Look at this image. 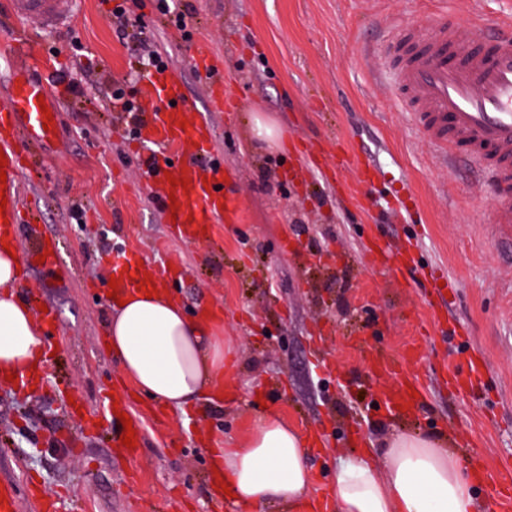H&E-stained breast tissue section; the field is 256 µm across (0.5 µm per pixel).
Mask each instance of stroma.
<instances>
[{
    "label": "stroma",
    "instance_id": "stroma-1",
    "mask_svg": "<svg viewBox=\"0 0 512 512\" xmlns=\"http://www.w3.org/2000/svg\"><path fill=\"white\" fill-rule=\"evenodd\" d=\"M157 5L126 2L197 109L208 101L190 64L201 47L223 60L237 104L207 119L241 220L214 225L201 244L172 233L126 117L107 103L117 82L140 98L143 78L138 44L119 39L106 0H82L53 30L0 0V57L26 37L42 58L34 77L60 103L56 140L22 178L41 222L22 225L17 247L24 255L37 237L55 238L72 269L62 279L30 271L36 306L56 316L54 354L35 394L0 385V477H36L64 512H214L201 438L237 447L265 408L314 439L318 512H336L337 463L394 431L442 436L488 477L512 470V239L493 225L490 182L440 161L411 124L384 56L399 24L426 29L438 12L474 25L482 44L483 30L512 22V0H170L182 31ZM257 115L279 128L278 145L253 138ZM376 240L407 252L410 273L370 264ZM121 241L146 271L182 268L171 290L191 317L223 328L226 346L221 401L165 410L160 426L153 401H134L147 438L133 460L114 447L110 422L82 435L68 407L73 393L96 409L132 390L104 345L106 248ZM472 352L480 378L451 387L450 369ZM404 375L422 384L417 403L386 406ZM131 469L135 491L124 483Z\"/></svg>",
    "mask_w": 512,
    "mask_h": 512
}]
</instances>
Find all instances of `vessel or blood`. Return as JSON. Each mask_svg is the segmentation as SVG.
Segmentation results:
<instances>
[{
    "mask_svg": "<svg viewBox=\"0 0 512 512\" xmlns=\"http://www.w3.org/2000/svg\"><path fill=\"white\" fill-rule=\"evenodd\" d=\"M76 0H12L17 15L34 17L52 27L69 18ZM468 26L439 17L433 32L412 25L396 29L386 49L387 73L411 122L450 163L462 162L495 181V195L512 198V35L499 29L488 33L490 48L470 54ZM193 63L209 88L210 108L229 106L224 96V70L206 49ZM141 92L158 107L140 140L159 147L153 155L152 174L165 212L175 214V229L186 241H202L216 224H233L238 207L224 191V162L212 157L213 133L204 117L187 122L190 102L179 77L169 69L154 71ZM50 87L15 73L12 91L0 99V152L5 155L6 217L0 219V240H16L24 224L26 204L20 185L27 139L49 145L54 131L45 129L46 113L55 112ZM49 100L40 107L39 97ZM117 286L115 295L145 286L135 252L123 244L112 246L110 261ZM21 493L16 482L0 479V512H20Z\"/></svg>",
    "mask_w": 512,
    "mask_h": 512,
    "instance_id": "vessel-or-blood-1",
    "label": "vessel or blood"
}]
</instances>
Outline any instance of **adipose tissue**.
<instances>
[{"instance_id": "ef3b65f1", "label": "adipose tissue", "mask_w": 512, "mask_h": 512, "mask_svg": "<svg viewBox=\"0 0 512 512\" xmlns=\"http://www.w3.org/2000/svg\"><path fill=\"white\" fill-rule=\"evenodd\" d=\"M20 265L0 247V381L26 377L46 363L49 346L34 309L15 292ZM114 307L106 342L137 392L169 409L188 412L194 400L224 380V338L190 318L166 288L152 297L129 292ZM306 437L276 413L261 414L243 447L209 448L211 467L229 483L243 512L279 503L311 512L314 483ZM330 493L337 512H488L468 468L444 440L391 433L380 457L364 453L339 464Z\"/></svg>"}]
</instances>
